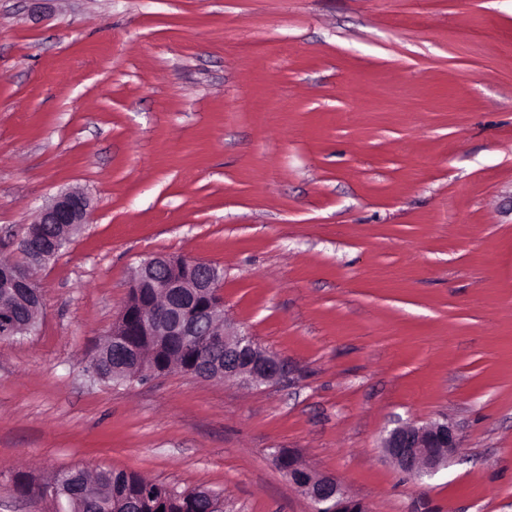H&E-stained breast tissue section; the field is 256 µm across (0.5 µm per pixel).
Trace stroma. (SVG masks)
Instances as JSON below:
<instances>
[{"label":"stroma","instance_id":"stroma-1","mask_svg":"<svg viewBox=\"0 0 512 512\" xmlns=\"http://www.w3.org/2000/svg\"><path fill=\"white\" fill-rule=\"evenodd\" d=\"M68 189L90 216L0 341V512L68 469L313 512L282 449L368 512H512V0H0V258ZM155 255L218 267L289 378H91ZM442 420L434 476L386 457ZM457 445L458 435L448 421L421 426L401 422L388 432L382 448L400 471L422 478L447 466Z\"/></svg>","mask_w":512,"mask_h":512}]
</instances>
